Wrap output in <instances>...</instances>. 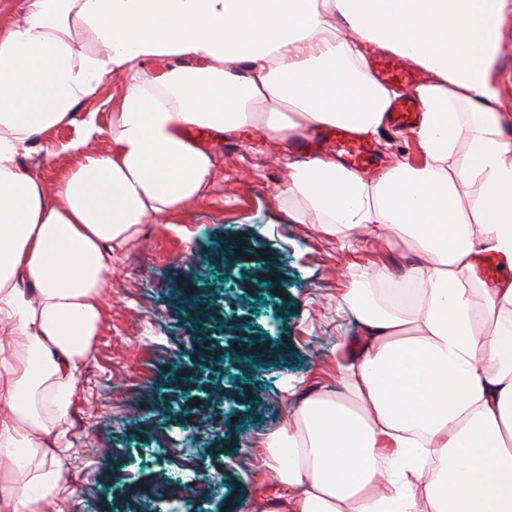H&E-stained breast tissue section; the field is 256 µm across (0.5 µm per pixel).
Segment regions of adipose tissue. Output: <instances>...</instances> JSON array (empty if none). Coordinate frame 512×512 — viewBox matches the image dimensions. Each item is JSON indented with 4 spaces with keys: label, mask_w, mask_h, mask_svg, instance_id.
Listing matches in <instances>:
<instances>
[{
    "label": "adipose tissue",
    "mask_w": 512,
    "mask_h": 512,
    "mask_svg": "<svg viewBox=\"0 0 512 512\" xmlns=\"http://www.w3.org/2000/svg\"><path fill=\"white\" fill-rule=\"evenodd\" d=\"M512 0H25L0 28V512H40L101 321L114 255L147 217L200 197L211 155L182 132L366 138L397 98L380 49L423 73L418 163L369 176L332 156L288 164L284 204L355 250L357 229L410 243L371 261L336 313L361 326L346 398L299 401L263 440L259 512H512V114L495 65ZM351 38H343L340 27ZM160 58L176 68L155 75ZM112 125L82 123L53 196L20 168L38 134L113 75ZM108 133L107 153L86 152ZM503 273H476L480 253Z\"/></svg>",
    "instance_id": "ef3b65f1"
}]
</instances>
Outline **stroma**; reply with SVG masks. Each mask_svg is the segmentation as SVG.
Instances as JSON below:
<instances>
[{
	"label": "stroma",
	"mask_w": 512,
	"mask_h": 512,
	"mask_svg": "<svg viewBox=\"0 0 512 512\" xmlns=\"http://www.w3.org/2000/svg\"><path fill=\"white\" fill-rule=\"evenodd\" d=\"M124 88L113 76L20 158L47 193L57 173L46 150L58 151L57 166L76 165L63 147L92 113L102 133L87 149L106 152ZM187 136L212 155V179L168 223L148 219L113 260L61 441L70 454L65 489L42 512H186L199 485L210 512H255L262 441L291 410L284 384L301 396L345 393L337 364L361 329L337 316L336 300L357 271L336 239L295 221L277 199L294 140ZM370 142L380 162L367 174L418 158L410 129L387 123ZM242 336L264 346L263 364L238 365Z\"/></svg>",
	"instance_id": "obj_1"
}]
</instances>
